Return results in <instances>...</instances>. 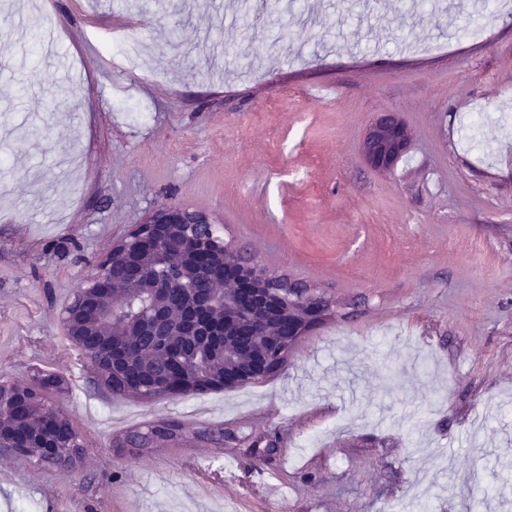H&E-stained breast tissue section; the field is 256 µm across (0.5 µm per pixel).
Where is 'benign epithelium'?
<instances>
[{
	"instance_id": "obj_1",
	"label": "benign epithelium",
	"mask_w": 512,
	"mask_h": 512,
	"mask_svg": "<svg viewBox=\"0 0 512 512\" xmlns=\"http://www.w3.org/2000/svg\"><path fill=\"white\" fill-rule=\"evenodd\" d=\"M409 141L404 122L385 113L366 129L361 153L369 166L388 171ZM201 275L208 277L209 287L197 294L191 283ZM137 300L144 302L145 315L130 321L126 308ZM331 314V302L316 289L301 288L245 258L216 234L206 213L162 206L78 283L60 323L97 375H102L101 355H107L111 371L126 360L113 344H137L145 357L172 363L165 382L169 393L191 395L232 389L260 377ZM257 317L261 327L244 337L246 353L234 365L218 355L198 383L184 380L174 366L183 343L202 349L221 338L227 349L240 337L241 325ZM61 388V379L51 375L36 382L0 383V457L36 458L66 473L76 468L85 445L78 438L63 452L59 431L68 416L46 397L47 390Z\"/></svg>"
}]
</instances>
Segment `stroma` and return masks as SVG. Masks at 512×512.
Listing matches in <instances>:
<instances>
[{
    "label": "stroma",
    "mask_w": 512,
    "mask_h": 512,
    "mask_svg": "<svg viewBox=\"0 0 512 512\" xmlns=\"http://www.w3.org/2000/svg\"><path fill=\"white\" fill-rule=\"evenodd\" d=\"M384 112L412 136L379 172ZM1 183L0 381L60 378L87 452L1 459L0 512H512L499 0H0ZM164 205L334 302L280 375L144 401L66 339L74 288ZM162 421L184 434L129 444ZM410 131L394 113L377 117L366 129L361 153L369 166L378 171L390 170L406 151Z\"/></svg>",
    "instance_id": "35a3bbf8"
}]
</instances>
